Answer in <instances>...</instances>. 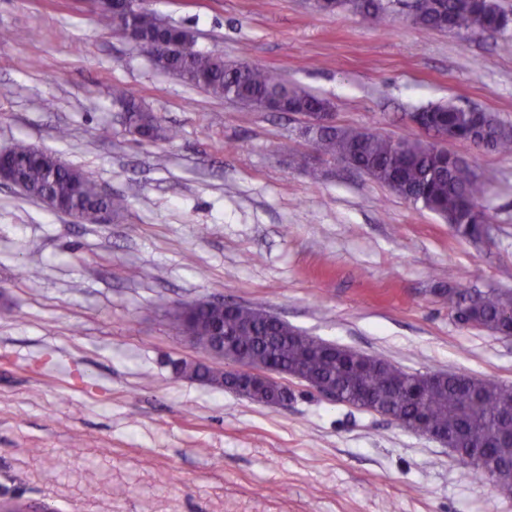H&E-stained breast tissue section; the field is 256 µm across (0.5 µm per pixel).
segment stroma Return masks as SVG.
<instances>
[{"label": "stroma", "instance_id": "obj_1", "mask_svg": "<svg viewBox=\"0 0 512 512\" xmlns=\"http://www.w3.org/2000/svg\"><path fill=\"white\" fill-rule=\"evenodd\" d=\"M391 0L369 27L313 0H149L194 48L330 101L336 125L425 137L439 102L512 130V23L439 32ZM0 151L22 141L125 199L76 224L0 183V502L34 512H512L448 448L292 382L266 406L187 379L210 362L170 326L198 299L261 307L410 372L512 384V337L459 324L448 291L512 290V155L476 158L488 239L457 237L347 164L302 116L214 97L159 70L89 0H0ZM121 85L173 139L140 144ZM308 164L296 166L295 156Z\"/></svg>", "mask_w": 512, "mask_h": 512}]
</instances>
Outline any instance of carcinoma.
<instances>
[{
    "label": "carcinoma",
    "mask_w": 512,
    "mask_h": 512,
    "mask_svg": "<svg viewBox=\"0 0 512 512\" xmlns=\"http://www.w3.org/2000/svg\"><path fill=\"white\" fill-rule=\"evenodd\" d=\"M336 8H347L373 25L386 22L388 16L384 0H327L320 6L328 11ZM410 11L412 24L432 30L487 33L508 24V17L496 0H412ZM100 20L117 32L135 31L138 46L158 69L215 97L249 107L265 100L275 101L283 111L298 114L330 111L327 100L289 84L263 67L229 64L222 57L199 51L184 52L180 45L194 41L192 32L167 26L147 10L103 13ZM112 99L126 112L128 126L144 129V137L138 142L168 137L158 118L131 93L117 87ZM423 111L428 131L478 150L512 154V132L491 112L454 104L431 105ZM303 135L319 154L350 164L412 205L434 213L457 236L482 238L490 221L485 207L488 188L476 174L474 162L435 142L393 139L356 127L308 126ZM10 159L20 189L37 200L51 201L59 213L76 215L93 224L99 209L119 213L124 208L123 199L101 196L88 173L65 164L52 153L19 143L10 149ZM448 302L460 324L480 325L500 335L512 333V292L489 289L477 293L468 303L463 294L454 292L449 294ZM221 323L224 332L234 337L242 359L281 372H306L323 384L336 386L354 404L357 400L345 379L354 361L363 359V383L372 394L371 404L400 418L412 419L418 414L429 427L448 434L450 443L458 434H464L467 443L481 448L486 457L482 464H471L474 473L490 483L512 486L511 384L450 372L431 390L413 394L411 383L394 374L396 365L389 360L324 347L320 345L321 338L310 336L285 320L253 318L250 308L222 309L198 300L179 305L171 315L173 328L183 336H194L202 350L214 326ZM181 373L206 385H226V372L221 367L187 363Z\"/></svg>",
    "instance_id": "1"
}]
</instances>
